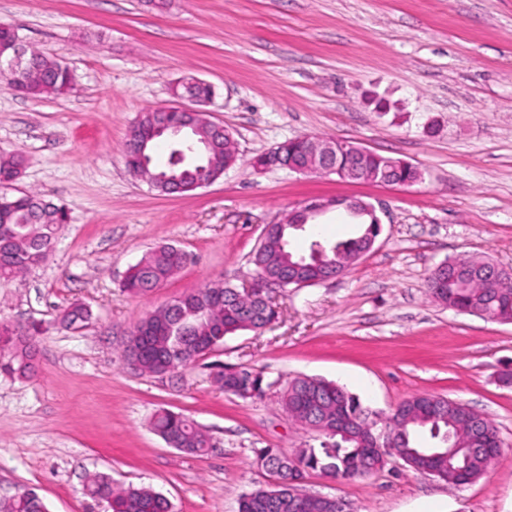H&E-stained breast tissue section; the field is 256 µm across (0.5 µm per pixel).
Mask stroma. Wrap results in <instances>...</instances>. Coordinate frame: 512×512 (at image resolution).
<instances>
[{
	"instance_id": "1",
	"label": "stroma",
	"mask_w": 512,
	"mask_h": 512,
	"mask_svg": "<svg viewBox=\"0 0 512 512\" xmlns=\"http://www.w3.org/2000/svg\"><path fill=\"white\" fill-rule=\"evenodd\" d=\"M65 62L74 88L32 98L0 78V150L21 151L16 187L66 206L70 221L46 262L0 279V322L37 327L36 372H0V500L34 490L48 512H109L87 497L88 474L142 485L174 512H237L270 486L257 448L293 455L321 433L291 420L280 394L298 376L346 387L378 415L432 394L491 419L502 452L457 486L393 458L367 477L310 471L312 495L353 512H512V323L435 302L427 282L459 255L512 268V0H0V22ZM186 75L209 83L213 122L233 134L239 161L213 184L166 197L127 168L126 131L172 101ZM390 100L388 113L367 99ZM303 136L352 141L418 165L424 179L395 188L336 175L259 170L252 157ZM375 206L382 230L343 275L273 296L275 321L227 336L189 368L160 378L121 359L128 332L183 292L257 274L250 255L266 225L310 199ZM344 208L292 232L312 240L355 235ZM172 244L190 261L139 298L122 288L148 250ZM91 317L61 322L71 305ZM262 372V397L219 389L216 365ZM181 413L215 451L193 456L153 431L159 410Z\"/></svg>"
}]
</instances>
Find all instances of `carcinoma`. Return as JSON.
Instances as JSON below:
<instances>
[{
    "mask_svg": "<svg viewBox=\"0 0 512 512\" xmlns=\"http://www.w3.org/2000/svg\"><path fill=\"white\" fill-rule=\"evenodd\" d=\"M17 90L40 98L53 94L62 96L74 88L70 69L54 57L38 51L27 52L23 68L5 74ZM191 92L202 101L212 95L211 86L193 78H184L175 88V96ZM154 112L148 110L129 132L125 145L151 136ZM186 141L172 150L167 165L159 167L153 161L152 146L148 143L146 163L126 162L128 168L139 173L164 171L188 186L204 177H219L224 167L238 160L235 143L220 138L212 128L197 122L185 128ZM361 177L377 179L389 172L402 183L418 179L416 167L402 163V159L372 153L363 158ZM24 158L19 153L0 154V182L13 179L22 170ZM360 226L357 235L332 245L312 242L310 253L296 255L289 248V224L284 234L271 238L265 246L253 252L251 261L271 277L290 282L315 278L327 273L336 264L345 265L362 248L365 237L376 232V225L367 215L355 214ZM68 221L67 209L32 193L0 195V279L9 280L26 274L45 262L57 233ZM187 262V255L179 248L165 244L147 253L132 265L123 282L130 295L145 296L173 277ZM498 273L481 259L457 258L448 260V270H434L430 277L429 296L442 305L456 309H476L488 318L512 323V282L499 285ZM176 310L162 306L142 320V335L148 340L138 345V351L126 347L123 357L138 364V370L155 376H164L184 369L196 362L205 348L218 346L224 337L238 331H257L275 317V311L261 302L237 297L236 288L224 284L207 283L175 298ZM89 311L74 305L64 311L62 321L68 327L86 322ZM36 341L26 331L0 323V371L24 378L35 368ZM237 377L250 389L262 392L260 373L245 368L232 374L226 369L215 373V381L226 393L247 399L249 394L231 384ZM442 397L423 394L400 403L393 417L384 420V426L397 433L401 453L411 454L422 447L420 434L427 432L437 448H462L470 458L469 464L458 471L448 459H411L410 468L436 471L446 482L466 484L481 477L495 458L493 453L500 441L497 427L488 419L470 409L447 406L439 412L435 406ZM282 408L288 417L304 427L328 436L336 423V415L345 418L350 431L358 433L361 425L371 419L373 412L365 408L359 397L345 387L312 377H296L288 383L281 396ZM156 433L172 448L189 455L202 456L215 448L208 436L189 417L168 410L153 416ZM358 441L339 446L330 443L322 448H301L286 456L276 448H259L255 463L283 480L278 488H259L242 495L238 512H351L348 502L341 498L309 496L300 501L293 497L288 486V472L296 464L304 469L319 470L334 479L372 474L373 457L368 447L357 448ZM84 494L93 500L105 501L112 512H173L170 501L149 488L128 485L116 487L106 474L86 477ZM0 512H48L43 500L33 490H23L4 503Z\"/></svg>",
    "mask_w": 512,
    "mask_h": 512,
    "instance_id": "cac0c4a2",
    "label": "carcinoma"
}]
</instances>
